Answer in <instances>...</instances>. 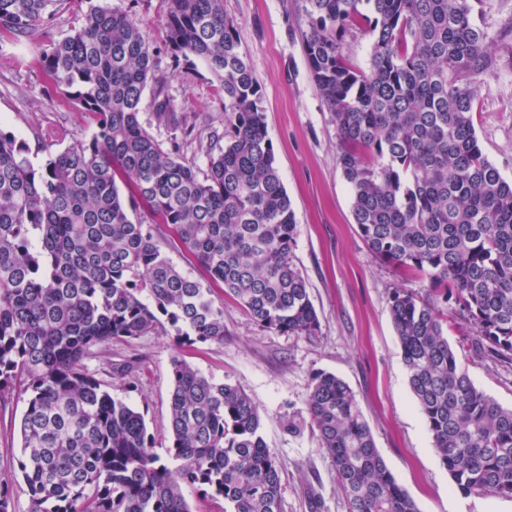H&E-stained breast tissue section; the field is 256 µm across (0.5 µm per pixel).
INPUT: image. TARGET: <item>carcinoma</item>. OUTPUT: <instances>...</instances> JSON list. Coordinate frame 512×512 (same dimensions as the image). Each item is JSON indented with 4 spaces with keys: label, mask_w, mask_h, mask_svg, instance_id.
<instances>
[{
    "label": "carcinoma",
    "mask_w": 512,
    "mask_h": 512,
    "mask_svg": "<svg viewBox=\"0 0 512 512\" xmlns=\"http://www.w3.org/2000/svg\"><path fill=\"white\" fill-rule=\"evenodd\" d=\"M58 0H0V41L28 36ZM76 25L34 62L48 94L92 115L88 140L58 130L36 167L0 127V403L27 394L16 469L28 512H280L281 466L244 391L172 360L171 466L144 414L112 396L87 364L114 340L169 329L179 347L224 341L237 299L261 328L314 336L320 320L293 262L294 211L275 162L253 69L224 0H169L165 42L203 64L224 93V147L199 174L139 121L154 85L157 120L176 125L149 41L125 12L76 0ZM486 0H307L302 42L342 144L354 224L381 260L455 296L475 346L512 361V181L473 124L477 78L512 68V17L494 36ZM373 40L369 67L347 61L353 27ZM509 57L491 50L490 39ZM141 211L148 222L134 221ZM162 224L208 285L177 268ZM408 380L453 487L512 497V409L479 391L448 342L436 303L389 296ZM310 424L333 462L348 512H418L375 446L350 386L313 376Z\"/></svg>",
    "instance_id": "1"
}]
</instances>
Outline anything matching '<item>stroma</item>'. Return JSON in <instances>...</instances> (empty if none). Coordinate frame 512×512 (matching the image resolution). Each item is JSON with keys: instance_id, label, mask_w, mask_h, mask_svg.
<instances>
[{"instance_id": "obj_1", "label": "stroma", "mask_w": 512, "mask_h": 512, "mask_svg": "<svg viewBox=\"0 0 512 512\" xmlns=\"http://www.w3.org/2000/svg\"><path fill=\"white\" fill-rule=\"evenodd\" d=\"M141 23L155 49L159 74L181 119L178 129L158 125L152 92H145L139 120L163 150L206 171L208 157L224 142V96L202 65L187 63L163 41L168 0H108ZM306 0H224L240 49L253 66L268 136L297 224L293 261L305 277L320 319L314 336H290L260 328L231 296L215 293L224 309V340L176 347L170 334L113 342L112 363L91 362L113 397L144 413L158 454L170 444L171 363L180 357L205 376L245 391L258 406L261 433L281 464V512H348L331 459L307 422L306 399L314 373L342 378L355 394L375 445L419 512H512V498L464 497L452 487L411 392L389 310L393 289L435 298L430 281L377 258L352 217L349 186L337 162L336 125L311 77L301 33ZM76 4L60 0L48 26L18 42L0 43V127L26 140L34 165L45 159L53 132L91 135V117L44 92L34 65L47 38L68 35ZM473 124L479 145L505 178L512 179V70L479 77ZM448 341L457 349L477 389L512 408V362L465 348L473 331L455 302L442 304ZM25 409L15 397L0 407V476L12 484L14 512H28L27 487L14 474L19 423Z\"/></svg>"}]
</instances>
